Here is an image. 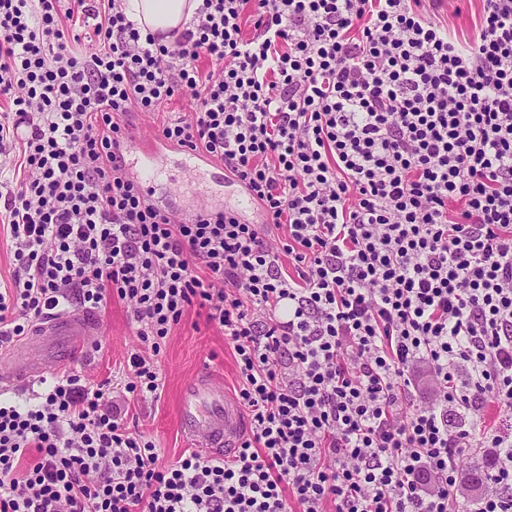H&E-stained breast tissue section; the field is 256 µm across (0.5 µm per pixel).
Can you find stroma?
<instances>
[{
	"instance_id": "stroma-1",
	"label": "stroma",
	"mask_w": 512,
	"mask_h": 512,
	"mask_svg": "<svg viewBox=\"0 0 512 512\" xmlns=\"http://www.w3.org/2000/svg\"><path fill=\"white\" fill-rule=\"evenodd\" d=\"M241 189L238 185L213 180L202 184L188 182L178 169L156 182L157 200L181 209L198 206L203 199L222 207H235ZM95 352L88 361L74 364L73 372L98 386L119 382L126 360L141 351L136 325L127 304L112 299L97 314ZM210 361L224 376L226 387L235 383V364L221 330L206 320L205 310L191 308L168 336L157 358L159 372L165 383L160 399L131 404L122 397L105 393V402L114 403L118 411L128 412L148 440L154 442L161 463L175 464L187 445L177 423V399L180 385L195 373L201 361Z\"/></svg>"
}]
</instances>
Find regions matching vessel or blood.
I'll return each mask as SVG.
<instances>
[{
	"instance_id": "b4317fda",
	"label": "vessel or blood",
	"mask_w": 512,
	"mask_h": 512,
	"mask_svg": "<svg viewBox=\"0 0 512 512\" xmlns=\"http://www.w3.org/2000/svg\"><path fill=\"white\" fill-rule=\"evenodd\" d=\"M163 140H128L119 151L122 156L137 155L135 173L144 192H151L164 166ZM178 168L183 177L199 179L212 163L203 152L182 148ZM96 330L94 316L85 311L67 310L38 319L26 342L0 354V392L43 378L49 369H63L86 359L89 338ZM179 421L184 435L201 455L221 459L238 448L247 428L244 410L224 388V381L210 368H201L182 386L179 395Z\"/></svg>"
}]
</instances>
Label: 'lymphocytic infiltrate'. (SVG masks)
I'll list each match as a JSON object with an SVG mask.
<instances>
[{"instance_id": "lymphocytic-infiltrate-1", "label": "lymphocytic infiltrate", "mask_w": 512, "mask_h": 512, "mask_svg": "<svg viewBox=\"0 0 512 512\" xmlns=\"http://www.w3.org/2000/svg\"><path fill=\"white\" fill-rule=\"evenodd\" d=\"M124 2L0 0V342L119 298L143 345L125 390L155 399L164 340L205 309L249 432L166 466L64 374L0 401V512H460L470 450L493 463L469 512H512V434L485 421L512 415V0L466 44L424 0H198L170 41ZM135 112L262 222L149 202L114 150Z\"/></svg>"}]
</instances>
